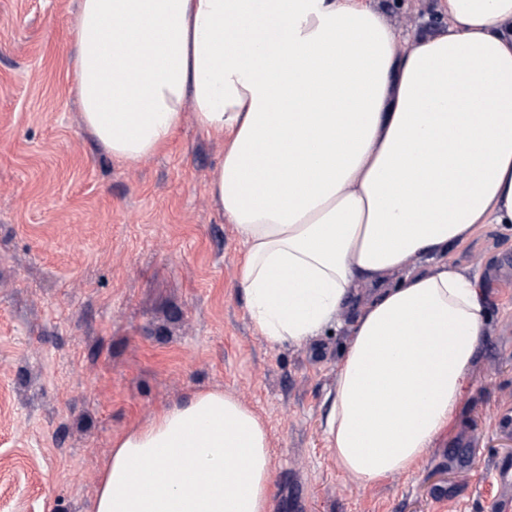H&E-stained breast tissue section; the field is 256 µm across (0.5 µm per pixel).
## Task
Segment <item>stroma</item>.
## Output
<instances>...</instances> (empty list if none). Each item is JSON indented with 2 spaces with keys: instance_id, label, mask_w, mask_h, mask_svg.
Here are the masks:
<instances>
[{
  "instance_id": "35a3bbf8",
  "label": "stroma",
  "mask_w": 512,
  "mask_h": 512,
  "mask_svg": "<svg viewBox=\"0 0 512 512\" xmlns=\"http://www.w3.org/2000/svg\"><path fill=\"white\" fill-rule=\"evenodd\" d=\"M79 0H0V512H94L112 442L220 389L266 424L272 512H505L512 505V233L454 252L487 290L456 420L417 468L361 484L323 430L352 315L269 345L237 285L244 244L208 201L222 143L185 116L138 163L85 130L71 88ZM397 31L438 0H374Z\"/></svg>"
}]
</instances>
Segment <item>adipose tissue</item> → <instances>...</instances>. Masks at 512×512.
Instances as JSON below:
<instances>
[{
  "label": "adipose tissue",
  "mask_w": 512,
  "mask_h": 512,
  "mask_svg": "<svg viewBox=\"0 0 512 512\" xmlns=\"http://www.w3.org/2000/svg\"><path fill=\"white\" fill-rule=\"evenodd\" d=\"M441 9L447 31L413 37L369 0H80L70 22L72 90L112 157L161 151L187 106L223 142L208 195L267 342L354 313L324 430L363 484L456 418L486 290L449 252L512 231V0ZM270 471L265 423L200 391L114 440L95 512H270Z\"/></svg>",
  "instance_id": "1"
}]
</instances>
